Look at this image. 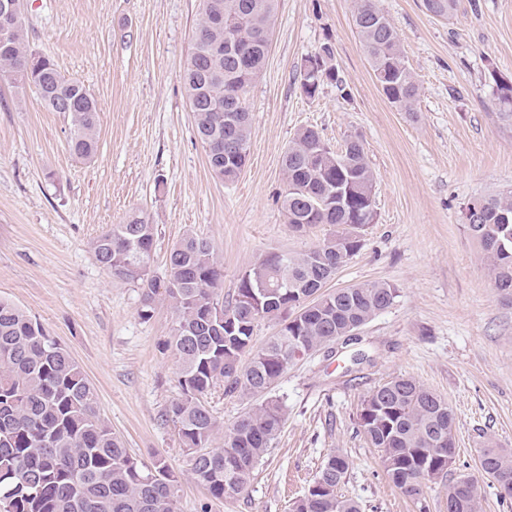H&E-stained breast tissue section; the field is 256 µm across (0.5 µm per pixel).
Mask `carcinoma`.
<instances>
[{"label":"carcinoma","mask_w":512,"mask_h":512,"mask_svg":"<svg viewBox=\"0 0 512 512\" xmlns=\"http://www.w3.org/2000/svg\"><path fill=\"white\" fill-rule=\"evenodd\" d=\"M276 0H201L196 31L183 73L197 137L212 175L222 182L243 171L252 134L247 93L265 63ZM433 17L448 18L457 0H424ZM221 12L217 29L212 14ZM354 26L374 77L387 99L402 112L415 111L420 86L407 65L397 33L376 0H355ZM252 47L251 61L238 58L228 41ZM0 52V76L20 88L33 87L46 108L63 112L73 131V155L89 159L98 149L99 109L78 80L67 79L46 56L30 49L24 12H19ZM325 84L343 90L336 63L322 61L317 74L300 77L312 98ZM502 111L497 121L512 127V83L501 79L494 90ZM236 100L227 120L215 106ZM285 181L294 191L279 196L291 226L305 230L329 224L334 230L301 253L282 260L271 253L239 278L234 298L220 301L224 269L205 238L188 235L171 249L167 274L150 271L155 226L132 211L121 224L97 237V262L114 276L142 290L139 315L148 319L161 298L176 314L170 345L179 360L180 395L165 411L191 451L194 478L216 499L240 494L236 475L252 474L268 453L285 420L282 402L269 398L249 408L224 432V443L210 447L216 420L204 398L219 383L224 393L246 397L268 394L278 385L295 352L319 351L353 326H363L392 306L395 286L370 282L324 292L322 288L361 249L349 242L374 219L373 171L363 141L352 136L332 148L321 133L306 127L289 142L283 157ZM342 184L352 202L328 201ZM475 211L467 229L478 244L490 279L512 297V193L471 200ZM276 320L279 328L253 348L255 323ZM359 424L378 449L389 480L397 487L407 476L445 471L448 447L455 445L454 416L448 404L407 377L387 381L361 403ZM486 471L512 480V451L484 448L478 457ZM347 459L333 453L316 473L293 512H359L358 504L336 496ZM475 480L448 479V512H479ZM179 476L163 457L143 462L133 457L98 406V394L81 366L42 325L13 303L0 299V505L7 512H176Z\"/></svg>","instance_id":"cac0c4a2"}]
</instances>
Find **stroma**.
I'll list each match as a JSON object with an SVG mask.
<instances>
[{
	"label": "stroma",
	"instance_id": "stroma-1",
	"mask_svg": "<svg viewBox=\"0 0 512 512\" xmlns=\"http://www.w3.org/2000/svg\"><path fill=\"white\" fill-rule=\"evenodd\" d=\"M353 5L277 0L265 64L247 95L248 162L222 183L208 169L182 79L199 0H25L31 48L97 100L99 141L94 158H76L67 116L0 78V298L81 365L130 454L168 460L181 481L177 512H292L334 451L349 461L339 492L361 512H448L447 476L405 496L358 425L364 397L402 376L452 409L453 470L476 476L481 512H512V497L477 470L482 448L512 449V300L494 287L461 221L474 197L512 191V130L491 117L496 79L512 78V0H460L449 20L431 17L423 0H377L421 87L410 114L376 82ZM327 41L344 87L327 84L310 98L297 75ZM310 126L336 149L360 137L375 176L374 221L327 289L387 282L398 296L358 332L366 363L350 364L340 343L288 367L273 391L286 407L277 439L239 496L216 499L194 480L165 419L180 395L178 358L167 346L175 316L159 301L142 318L139 286L105 271L91 244L142 210L156 228L154 275H165L183 237L207 238L224 266L221 296L231 301L258 258L308 250L331 231L295 232L278 199L283 153ZM206 401L217 448L254 401L220 385Z\"/></svg>",
	"mask_w": 512,
	"mask_h": 512
}]
</instances>
